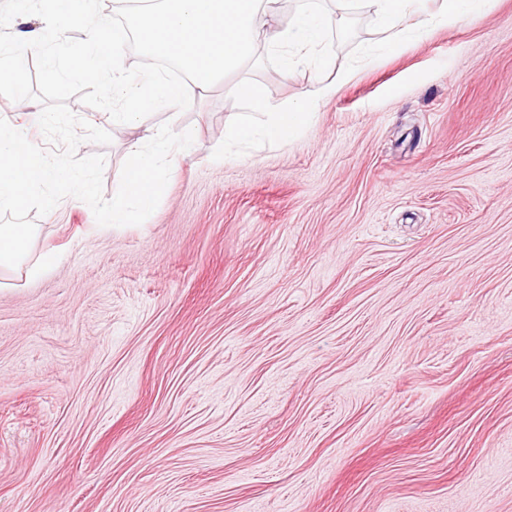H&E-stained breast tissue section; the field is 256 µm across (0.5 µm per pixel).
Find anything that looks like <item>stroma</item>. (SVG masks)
<instances>
[{
  "label": "stroma",
  "instance_id": "stroma-1",
  "mask_svg": "<svg viewBox=\"0 0 512 512\" xmlns=\"http://www.w3.org/2000/svg\"><path fill=\"white\" fill-rule=\"evenodd\" d=\"M54 0H0V39ZM319 62L281 50L148 118V224L67 197L34 279L0 272V512H512V0L384 53L366 0ZM351 81H344L345 73ZM339 81L296 138L225 148L250 108ZM108 130L103 193L136 137Z\"/></svg>",
  "mask_w": 512,
  "mask_h": 512
}]
</instances>
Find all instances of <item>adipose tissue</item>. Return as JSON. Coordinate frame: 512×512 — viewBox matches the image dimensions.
Segmentation results:
<instances>
[{
    "label": "adipose tissue",
    "instance_id": "obj_1",
    "mask_svg": "<svg viewBox=\"0 0 512 512\" xmlns=\"http://www.w3.org/2000/svg\"><path fill=\"white\" fill-rule=\"evenodd\" d=\"M423 0H372L379 24L386 34V49L396 48L411 33L423 34L434 24L448 21L472 22L483 9L484 0H442L438 12L429 14ZM276 0H140L131 21L143 51L150 60L178 62L196 84L205 86L223 80L252 61L262 44L276 42L298 50H312L331 25L329 17L310 11L295 14L276 32H269V18ZM88 51L78 65L85 78L96 85H107L112 97L128 102L129 111L118 113V120L140 127L151 150L132 142L126 162L116 181L119 194L104 208L108 226L150 223L159 188L158 161L175 152L188 157L196 150L190 138L170 140L154 132L146 123L149 111L158 104L178 111L184 103L181 86L158 81L152 70H145L131 82L112 69L110 46L119 42L112 27L102 23L89 26ZM335 84L320 85L312 97L282 107L272 103L255 84L241 87L242 95L263 117L262 124L239 119L231 122L227 139L247 142L262 138L278 142L293 136L314 117L320 100L332 96ZM34 234L30 224H0V270L21 271L27 277L39 276L53 264V253L30 258Z\"/></svg>",
    "mask_w": 512,
    "mask_h": 512
}]
</instances>
